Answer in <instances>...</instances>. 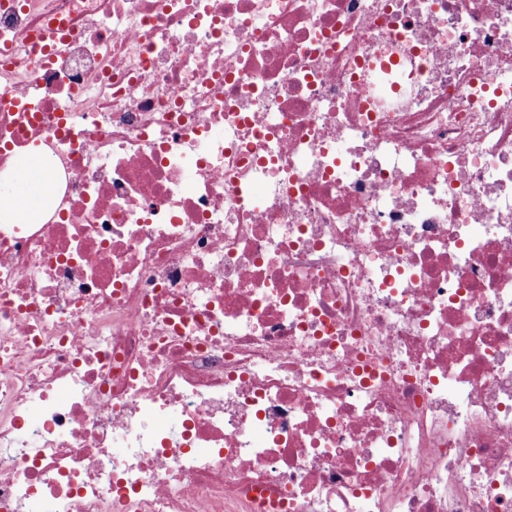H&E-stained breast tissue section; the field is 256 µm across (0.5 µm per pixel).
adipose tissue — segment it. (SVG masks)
Wrapping results in <instances>:
<instances>
[{
	"label": "adipose tissue",
	"mask_w": 512,
	"mask_h": 512,
	"mask_svg": "<svg viewBox=\"0 0 512 512\" xmlns=\"http://www.w3.org/2000/svg\"><path fill=\"white\" fill-rule=\"evenodd\" d=\"M15 187L0 192V222L13 223L15 207H23L29 224L43 223L50 212V180L42 154L33 152L20 160L13 170Z\"/></svg>",
	"instance_id": "adipose-tissue-1"
}]
</instances>
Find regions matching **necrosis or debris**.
<instances>
[{
	"label": "necrosis or debris",
	"instance_id": "1",
	"mask_svg": "<svg viewBox=\"0 0 512 512\" xmlns=\"http://www.w3.org/2000/svg\"><path fill=\"white\" fill-rule=\"evenodd\" d=\"M0 512H512V0H0ZM14 175L15 187L11 192H0L1 224H15L14 209L21 205L27 224H41L50 213V180L43 155L33 152L20 160L19 165L7 176Z\"/></svg>",
	"mask_w": 512,
	"mask_h": 512
}]
</instances>
